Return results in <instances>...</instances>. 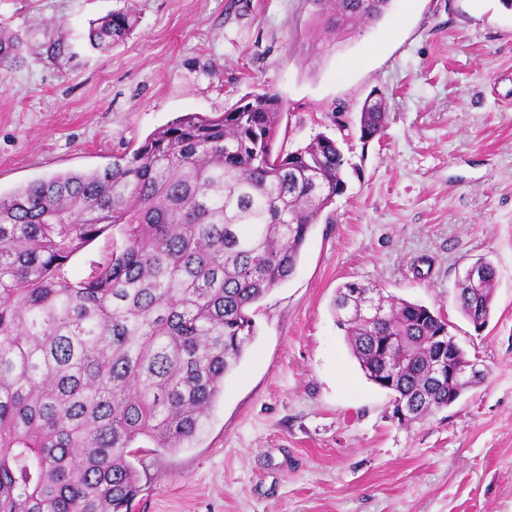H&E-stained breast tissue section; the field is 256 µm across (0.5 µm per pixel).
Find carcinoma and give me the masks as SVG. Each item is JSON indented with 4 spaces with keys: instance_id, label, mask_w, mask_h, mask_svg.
Wrapping results in <instances>:
<instances>
[{
    "instance_id": "carcinoma-1",
    "label": "carcinoma",
    "mask_w": 512,
    "mask_h": 512,
    "mask_svg": "<svg viewBox=\"0 0 512 512\" xmlns=\"http://www.w3.org/2000/svg\"><path fill=\"white\" fill-rule=\"evenodd\" d=\"M317 26L348 33L361 14L314 0ZM132 0L96 20V49L135 30ZM24 40L0 28V75ZM283 112L269 92L217 117L188 113L88 172L0 196V512H132L146 449L176 451L203 425L254 336L253 307L296 271L309 230L346 190V159L318 136L274 152ZM384 99L363 102L360 139L381 135ZM105 237L80 280L69 261ZM459 284L465 319L487 325L494 267ZM336 322L367 380L389 379L406 423L454 405L464 385L431 377L441 312L378 285L345 283Z\"/></svg>"
}]
</instances>
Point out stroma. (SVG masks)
<instances>
[{
	"instance_id": "obj_1",
	"label": "stroma",
	"mask_w": 512,
	"mask_h": 512,
	"mask_svg": "<svg viewBox=\"0 0 512 512\" xmlns=\"http://www.w3.org/2000/svg\"><path fill=\"white\" fill-rule=\"evenodd\" d=\"M135 4V31L104 52L89 27L123 0H0V27L29 43L0 76V196L264 91L283 107L275 150L323 134L347 164L202 432L143 455L133 512H512V9L394 0L381 22L322 37L313 0ZM372 93L390 121L364 141L353 122ZM480 257L497 280L478 332L455 293ZM347 282L442 311L483 379L399 424L336 325Z\"/></svg>"
}]
</instances>
